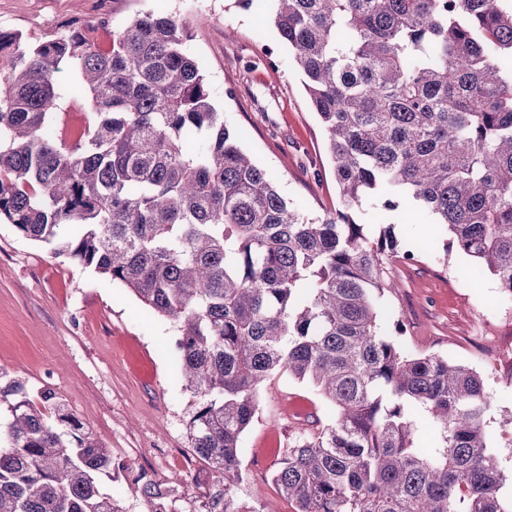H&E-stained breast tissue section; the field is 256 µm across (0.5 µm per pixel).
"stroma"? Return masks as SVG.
<instances>
[{
	"instance_id": "obj_1",
	"label": "stroma",
	"mask_w": 512,
	"mask_h": 512,
	"mask_svg": "<svg viewBox=\"0 0 512 512\" xmlns=\"http://www.w3.org/2000/svg\"><path fill=\"white\" fill-rule=\"evenodd\" d=\"M159 8L185 23V46L225 125L275 173L282 196L310 215L338 209L325 136L271 24V0L247 8L237 0H0V31L34 46L104 15L120 24ZM353 218L373 240L393 225L400 247L416 257L388 268L395 288L376 299L382 334L405 352L440 354L481 373L493 395L489 450L511 466L501 422L512 416V293L491 274L473 276L470 258L447 248V231L429 216L405 212L389 223L368 203ZM175 332L121 284L0 224V368L32 387H54L105 448L177 486L180 512H196L217 474L190 447L194 399L176 375ZM259 401L240 440L246 477L234 494L257 512H296L274 469L332 410L310 385L280 375L262 385Z\"/></svg>"
}]
</instances>
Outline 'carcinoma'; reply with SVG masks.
I'll use <instances>...</instances> for the list:
<instances>
[{
	"instance_id": "obj_1",
	"label": "carcinoma",
	"mask_w": 512,
	"mask_h": 512,
	"mask_svg": "<svg viewBox=\"0 0 512 512\" xmlns=\"http://www.w3.org/2000/svg\"><path fill=\"white\" fill-rule=\"evenodd\" d=\"M318 115L342 208L311 217L224 125L171 15L28 45L0 32V223L128 288L171 319L195 399L194 453L218 477L200 512H257L234 495L244 431L273 374L310 382L334 415L281 459L298 512H512L487 444L481 374L380 334L374 292L410 259L352 212H425L449 246L512 292V0H272ZM67 65L86 124L53 122ZM0 512H123L101 491L112 455L59 394L0 368ZM430 425L435 448L418 446ZM147 512L178 489L146 477Z\"/></svg>"
}]
</instances>
